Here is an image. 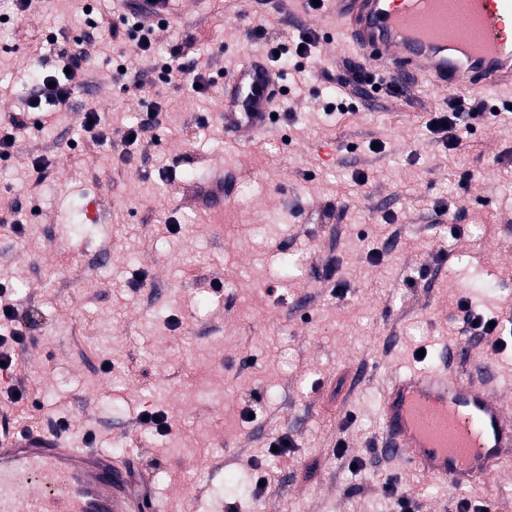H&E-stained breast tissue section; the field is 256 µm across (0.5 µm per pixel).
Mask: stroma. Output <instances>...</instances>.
<instances>
[{"mask_svg":"<svg viewBox=\"0 0 512 512\" xmlns=\"http://www.w3.org/2000/svg\"><path fill=\"white\" fill-rule=\"evenodd\" d=\"M125 11L123 0H31L21 13L0 0V123L25 109L36 73L60 70L87 17L112 45L92 56L68 104L0 159V282L42 315L0 377V434L66 418V440L81 446L91 432L97 447L135 455L154 495L179 512L232 502L239 512H395L389 482L415 492L420 512H454L462 498L512 512V467L463 489L412 474L380 454L376 412L392 370H460L470 335L459 299L487 315L512 311V91L486 94L498 116L471 120L451 151L425 125L448 95L426 84L324 111L358 54L304 0H183L150 55L113 36ZM264 16L274 24L258 39ZM305 30L319 35L316 72L301 86L284 69L276 123L234 143L225 74ZM187 40L183 63L208 65L213 85L199 98L166 86L157 123L125 145L145 111L138 81ZM90 105L106 116L105 144L81 133ZM38 157L49 163L41 173ZM214 164L228 197L220 212L196 200ZM15 212L20 235L5 223ZM287 254L302 261L290 276ZM14 384L29 403L10 401ZM157 410L170 423L163 435L140 421ZM281 434L294 446L271 455ZM257 464L269 474L264 495L227 487Z\"/></svg>","mask_w":512,"mask_h":512,"instance_id":"1","label":"stroma"}]
</instances>
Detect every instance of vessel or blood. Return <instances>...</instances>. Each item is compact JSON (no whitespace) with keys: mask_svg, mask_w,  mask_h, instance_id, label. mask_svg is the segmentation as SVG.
<instances>
[{"mask_svg":"<svg viewBox=\"0 0 512 512\" xmlns=\"http://www.w3.org/2000/svg\"><path fill=\"white\" fill-rule=\"evenodd\" d=\"M330 20L349 44L394 78L452 91L512 87V0H332ZM279 79L260 57L227 74L224 130L245 139L269 127ZM224 205V169L201 188ZM381 450L451 487L498 475L512 458V405L497 388L448 366L394 371L380 405ZM162 512L133 481L128 460L76 448L58 435L0 437V512Z\"/></svg>","mask_w":512,"mask_h":512,"instance_id":"1","label":"vessel or blood"}]
</instances>
